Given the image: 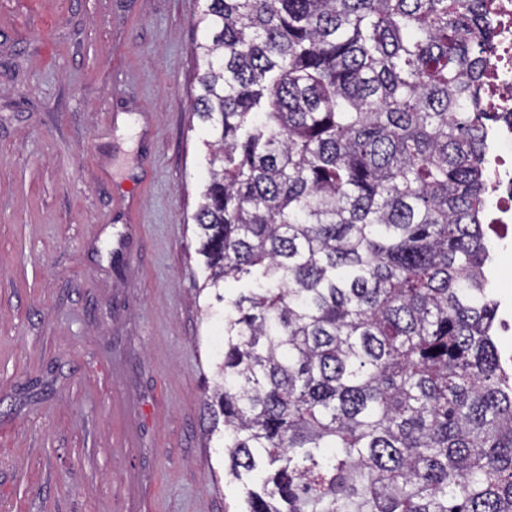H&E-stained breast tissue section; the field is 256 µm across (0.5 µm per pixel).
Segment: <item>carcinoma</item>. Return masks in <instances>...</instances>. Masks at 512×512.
Masks as SVG:
<instances>
[{"instance_id": "cac0c4a2", "label": "carcinoma", "mask_w": 512, "mask_h": 512, "mask_svg": "<svg viewBox=\"0 0 512 512\" xmlns=\"http://www.w3.org/2000/svg\"><path fill=\"white\" fill-rule=\"evenodd\" d=\"M485 0H205L193 214L246 512H512Z\"/></svg>"}]
</instances>
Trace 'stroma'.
Returning a JSON list of instances; mask_svg holds the SVG:
<instances>
[{"instance_id": "35a3bbf8", "label": "stroma", "mask_w": 512, "mask_h": 512, "mask_svg": "<svg viewBox=\"0 0 512 512\" xmlns=\"http://www.w3.org/2000/svg\"><path fill=\"white\" fill-rule=\"evenodd\" d=\"M202 0H0V512H241L192 220ZM488 270L512 312V237Z\"/></svg>"}]
</instances>
